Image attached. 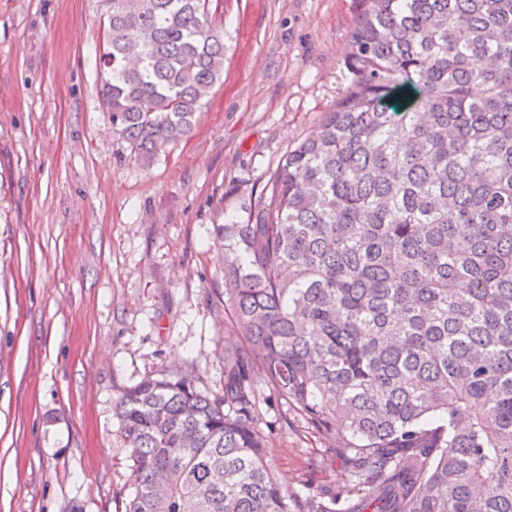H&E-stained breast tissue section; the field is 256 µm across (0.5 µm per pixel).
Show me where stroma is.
I'll return each instance as SVG.
<instances>
[{"label": "stroma", "mask_w": 512, "mask_h": 512, "mask_svg": "<svg viewBox=\"0 0 512 512\" xmlns=\"http://www.w3.org/2000/svg\"><path fill=\"white\" fill-rule=\"evenodd\" d=\"M103 0H0V512H125L113 411L148 375L221 395L212 225L253 220L292 148L343 96L361 0H211L224 75L191 135L151 164L112 130ZM267 460L299 493L348 483L336 439L277 398Z\"/></svg>", "instance_id": "stroma-1"}]
</instances>
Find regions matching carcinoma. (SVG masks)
I'll return each mask as SVG.
<instances>
[{"label":"carcinoma","instance_id":"cac0c4a2","mask_svg":"<svg viewBox=\"0 0 512 512\" xmlns=\"http://www.w3.org/2000/svg\"><path fill=\"white\" fill-rule=\"evenodd\" d=\"M105 2L103 104L149 163L192 132L224 34L209 0ZM362 2L344 97L255 223L212 225L241 335L223 396L161 374L115 403L125 512H512V0ZM266 389L336 436L350 485L274 474Z\"/></svg>","mask_w":512,"mask_h":512}]
</instances>
